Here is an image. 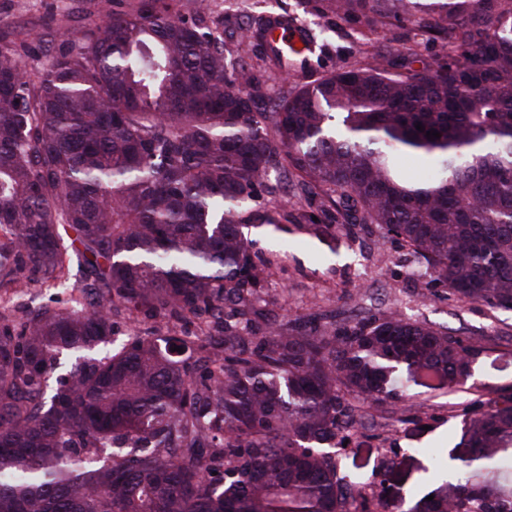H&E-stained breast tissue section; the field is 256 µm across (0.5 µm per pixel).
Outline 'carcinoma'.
I'll return each instance as SVG.
<instances>
[{"label":"carcinoma","mask_w":512,"mask_h":512,"mask_svg":"<svg viewBox=\"0 0 512 512\" xmlns=\"http://www.w3.org/2000/svg\"><path fill=\"white\" fill-rule=\"evenodd\" d=\"M327 3L373 26L424 12L455 53L415 69L383 46L267 106L203 7L108 8L43 61L0 34V286L81 272L77 304L0 318V512H367L336 463L363 426L345 393L394 406L473 376L478 343L391 308L253 330L267 300L245 204L273 173L376 225L430 283L512 309V0ZM282 23L240 37L286 72ZM403 154L423 181L400 176ZM123 311L202 330L116 345ZM463 421L455 480L375 512H512V398Z\"/></svg>","instance_id":"obj_1"}]
</instances>
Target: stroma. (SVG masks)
I'll return each instance as SVG.
<instances>
[{
	"mask_svg": "<svg viewBox=\"0 0 512 512\" xmlns=\"http://www.w3.org/2000/svg\"><path fill=\"white\" fill-rule=\"evenodd\" d=\"M99 0H0V31L12 34L29 57L44 58L59 42H47L48 32L72 35L87 31L100 17ZM207 7L226 28L261 14L289 9L299 26L312 30L324 43L323 53L306 56L291 72H270L256 65L257 47L243 44L238 54L255 65L254 75L270 97L294 84H305L342 65L365 61L373 45L393 53L415 50L418 64H429L445 54L426 29V16L416 21H394L373 27L364 18L327 12L323 0L302 6L300 0H174L172 7L188 15ZM326 200L321 190L297 194L288 190L261 196L249 210L271 216L256 234L255 249L266 262V291L279 318H312L327 313L337 318L367 316L380 307H393L412 320L447 328L452 336L479 341L483 347L475 374L465 387L427 392L413 388L397 407L368 404L369 428L359 430L338 457L342 473L358 478L366 494H385L393 502L416 497L451 480L443 462L464 432L462 414L474 401L497 400L512 394V310L468 302L430 284L423 265L409 261L405 250L382 240L372 225L348 227L323 219ZM313 216L308 229L298 230L295 215ZM80 279L71 269L67 281L54 285L22 281L20 288L0 293L5 305L28 309L52 301L75 300Z\"/></svg>",
	"mask_w": 512,
	"mask_h": 512,
	"instance_id": "1",
	"label": "stroma"
}]
</instances>
